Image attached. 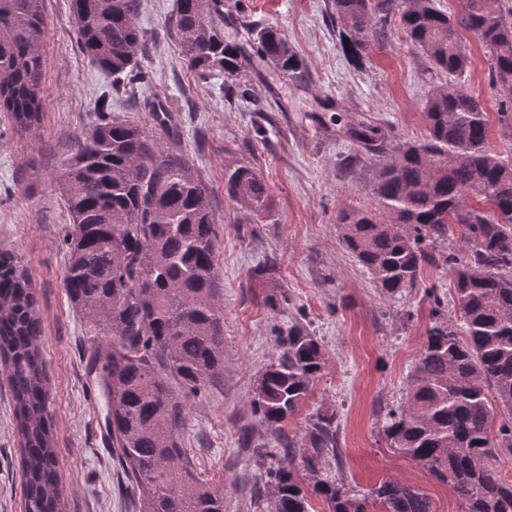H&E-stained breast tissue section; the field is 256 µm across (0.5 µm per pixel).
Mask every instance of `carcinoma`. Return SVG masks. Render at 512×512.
Segmentation results:
<instances>
[{"instance_id":"carcinoma-1","label":"carcinoma","mask_w":512,"mask_h":512,"mask_svg":"<svg viewBox=\"0 0 512 512\" xmlns=\"http://www.w3.org/2000/svg\"><path fill=\"white\" fill-rule=\"evenodd\" d=\"M396 0H333L338 42L356 65L378 45L377 17ZM140 0H70L80 49L103 72L134 71L144 36ZM399 31L430 68L450 77L431 89L426 133L391 144L363 119L345 134L384 157L373 203L340 209L341 244L399 298L423 285V270H449L454 308L433 297L428 331L404 404L387 413L390 448L447 485L464 512H512V482L496 466L512 455V155L489 144L491 125L480 97L451 77L469 67L460 30L484 46L501 100L497 125L512 140V0H460L453 22L435 0L399 3ZM173 25L189 68L240 80L258 59L285 81H301V63L286 36L224 12V0H176ZM232 29L231 38L224 30ZM43 0H0V112L35 136L43 119ZM154 135L120 118L86 134L62 188L73 231L64 240L66 291L103 337L90 367L101 366L112 446L129 482L135 512H224V491L202 482L183 448L186 406L171 380L196 387L224 372L223 280L209 189L158 140L174 134L166 104L148 100ZM224 193L250 214L271 217L269 190L257 170L224 172ZM464 251L446 250L454 226ZM42 324L26 269L0 253V364L8 371L24 476L25 512H64L61 474L50 423ZM277 355L260 378L254 406L276 433L278 449L259 448L273 463L267 512H309L297 466L312 474L340 448L336 414L309 421L297 454L280 426L305 403L324 365L319 341L294 324L277 331ZM503 411L497 419V410ZM329 512H431L417 488L383 481L364 493L317 480Z\"/></svg>"}]
</instances>
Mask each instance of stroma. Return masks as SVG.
<instances>
[{"instance_id": "obj_1", "label": "stroma", "mask_w": 512, "mask_h": 512, "mask_svg": "<svg viewBox=\"0 0 512 512\" xmlns=\"http://www.w3.org/2000/svg\"><path fill=\"white\" fill-rule=\"evenodd\" d=\"M70 0H46L41 93L45 114L38 135L16 132L0 112V252L27 270L42 321L50 411L69 512H133L104 428L103 399L85 364L92 338L65 288L64 239L72 221L59 186L78 143L104 116L153 132L144 99L161 97L175 109L177 141L165 152L183 159L210 189L218 221L224 285V376L185 398L184 443L200 479L224 491V512H266V457L259 446L273 433L255 413L257 380L277 352L276 330L294 322L320 342L325 364L312 392L280 433L295 448L306 443L312 415L336 413L338 455L317 474L299 470L310 493L309 512H328L313 494L316 479L363 491L385 480L418 488L431 512H463L444 484L396 454L383 433L387 412L406 399L413 368L431 327L432 297L423 288L397 299L377 288L341 245L340 208L369 204L379 157L348 140L349 120L368 118L389 141L424 132L423 101L441 80L389 22L372 60L354 66L343 54L332 0H224L257 23L285 34L302 61L300 82L279 79L262 65L241 80L246 97L226 96L222 73L199 80L170 27L176 0H140L145 47L137 81L113 82L80 50ZM470 67L458 84L496 100L485 49L463 35ZM260 169L273 200L272 220L259 223L224 195V170ZM249 445H242V438ZM0 512H24V490L8 388L0 366Z\"/></svg>"}]
</instances>
